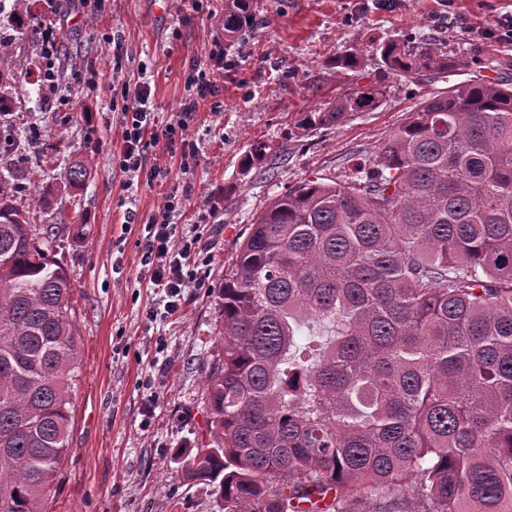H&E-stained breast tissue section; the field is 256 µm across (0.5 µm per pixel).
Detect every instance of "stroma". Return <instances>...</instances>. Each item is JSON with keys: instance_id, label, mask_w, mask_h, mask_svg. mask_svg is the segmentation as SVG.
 I'll return each mask as SVG.
<instances>
[{"instance_id": "1", "label": "stroma", "mask_w": 512, "mask_h": 512, "mask_svg": "<svg viewBox=\"0 0 512 512\" xmlns=\"http://www.w3.org/2000/svg\"><path fill=\"white\" fill-rule=\"evenodd\" d=\"M13 0H0V44L22 59H39L41 44L11 23ZM31 9L62 33L76 62L54 88L27 78L11 108L28 113L34 147L54 154L47 183L72 160L90 163V180L52 197L40 223L63 226L53 257L74 286L81 381L69 451L48 512H224L211 486L186 477L177 448L206 434L201 397L221 356L218 291L256 215L276 194L320 174L344 179L352 161L372 157L424 97L473 77L512 79V39L495 37L512 0H251L252 23L224 35V0H107L90 13L69 0L54 14L47 0ZM442 39L456 69L451 78L420 83L385 72L379 44ZM224 46L215 100L200 101L187 138L197 161L180 168V146L158 143L146 165L153 182L130 180L116 159L123 147L125 87L148 82L156 120L176 118L187 95L192 61ZM362 55L357 71L337 74L335 57ZM381 80L384 104L331 129L300 131L297 113L326 105L345 91ZM221 111H213V102ZM272 149L252 166V145ZM183 201L184 235L202 233L207 247L192 256L185 305L168 318L141 265L142 225L169 191ZM84 230L74 234L75 222ZM152 412H145L147 394Z\"/></svg>"}]
</instances>
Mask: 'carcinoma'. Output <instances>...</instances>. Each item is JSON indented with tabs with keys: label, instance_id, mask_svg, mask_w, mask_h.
<instances>
[{
	"label": "carcinoma",
	"instance_id": "cac0c4a2",
	"mask_svg": "<svg viewBox=\"0 0 512 512\" xmlns=\"http://www.w3.org/2000/svg\"><path fill=\"white\" fill-rule=\"evenodd\" d=\"M17 29L34 36L29 0ZM252 21L224 0V32ZM390 74L448 77L438 40L388 42ZM360 51L335 59L358 67ZM32 75L0 53L5 110ZM385 101L380 82L300 112L302 131ZM30 180L38 202L82 188ZM0 148V512H46L80 381L74 286L51 257L60 227L17 204ZM222 359L202 403L209 441L179 449L224 512H512V82L468 79L425 97L342 180L270 198L219 289ZM308 336L301 337V329Z\"/></svg>",
	"mask_w": 512,
	"mask_h": 512
}]
</instances>
